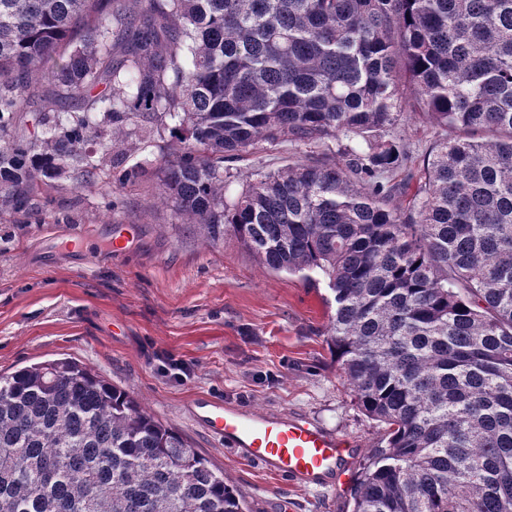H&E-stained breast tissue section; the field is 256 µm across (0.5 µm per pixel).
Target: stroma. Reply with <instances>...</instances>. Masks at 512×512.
Returning a JSON list of instances; mask_svg holds the SVG:
<instances>
[{"mask_svg":"<svg viewBox=\"0 0 512 512\" xmlns=\"http://www.w3.org/2000/svg\"><path fill=\"white\" fill-rule=\"evenodd\" d=\"M396 133L421 173L434 127L408 111ZM178 149L169 130L129 124L98 158L107 172L143 165L139 180L86 185L70 171L49 205L0 214V372L75 360L223 470L248 512H351V489L384 431L336 371L323 336L326 284L270 271L234 236L211 244L182 223L160 170ZM296 158L268 145L234 167L243 182ZM174 360L186 374H174ZM204 397L304 418L349 440L346 473L305 489L243 460L196 421Z\"/></svg>","mask_w":512,"mask_h":512,"instance_id":"obj_1","label":"stroma"}]
</instances>
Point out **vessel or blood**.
<instances>
[{"instance_id": "b4317fda", "label": "vessel or blood", "mask_w": 512, "mask_h": 512, "mask_svg": "<svg viewBox=\"0 0 512 512\" xmlns=\"http://www.w3.org/2000/svg\"><path fill=\"white\" fill-rule=\"evenodd\" d=\"M200 420L207 432L246 460L303 486L324 485L352 448L311 422L236 409L212 400Z\"/></svg>"}]
</instances>
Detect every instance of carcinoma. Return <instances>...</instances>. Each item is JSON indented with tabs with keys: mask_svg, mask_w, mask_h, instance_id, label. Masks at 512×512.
I'll use <instances>...</instances> for the list:
<instances>
[{
	"mask_svg": "<svg viewBox=\"0 0 512 512\" xmlns=\"http://www.w3.org/2000/svg\"><path fill=\"white\" fill-rule=\"evenodd\" d=\"M112 2L0 0V210L69 168L97 182L104 126L173 122L183 223L327 283L337 370L386 431L352 512H512V0ZM43 79L66 116L26 133ZM404 96L438 130L418 177ZM336 141L230 192L224 163L265 143ZM0 512L246 510L179 432L60 359L0 373Z\"/></svg>",
	"mask_w": 512,
	"mask_h": 512,
	"instance_id": "1",
	"label": "carcinoma"
}]
</instances>
